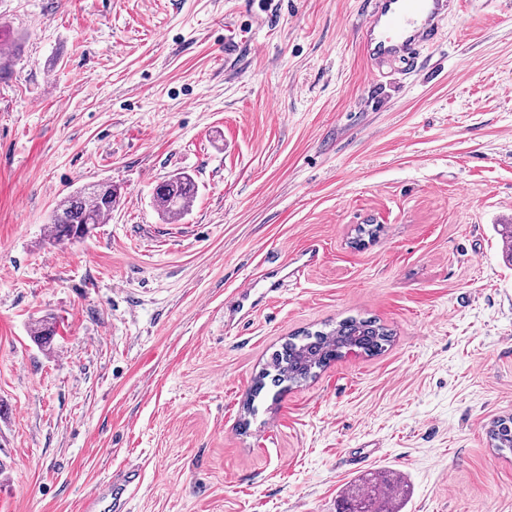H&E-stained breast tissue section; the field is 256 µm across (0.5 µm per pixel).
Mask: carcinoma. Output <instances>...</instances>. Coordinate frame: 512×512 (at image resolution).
Here are the masks:
<instances>
[{
    "label": "carcinoma",
    "mask_w": 512,
    "mask_h": 512,
    "mask_svg": "<svg viewBox=\"0 0 512 512\" xmlns=\"http://www.w3.org/2000/svg\"><path fill=\"white\" fill-rule=\"evenodd\" d=\"M197 195L194 179L176 174L156 184L154 200L167 218L188 211ZM117 203V190L110 181L98 182L88 190L77 191L64 197L53 209L50 218L51 238L61 243L71 233L89 224H101L112 215ZM55 336L53 318L38 321L33 338L44 346ZM392 333L375 319L346 318L329 330L306 331L299 338H291L276 350L267 367L256 379L255 393H260L271 382L279 387L283 383L296 385L317 375L331 362L354 350L365 355H378L391 342ZM489 438L499 452L512 453V417L499 419L488 431ZM391 480L383 476L368 487L347 488L342 512H395L386 498L385 489Z\"/></svg>",
    "instance_id": "obj_1"
}]
</instances>
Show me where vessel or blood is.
Returning a JSON list of instances; mask_svg holds the SVG:
<instances>
[{
    "instance_id": "1",
    "label": "vessel or blood",
    "mask_w": 512,
    "mask_h": 512,
    "mask_svg": "<svg viewBox=\"0 0 512 512\" xmlns=\"http://www.w3.org/2000/svg\"><path fill=\"white\" fill-rule=\"evenodd\" d=\"M460 7L461 0H372L359 30L361 51L379 67H416L421 50L436 40L439 20ZM140 478L136 470L112 477L106 512H127L128 491Z\"/></svg>"
}]
</instances>
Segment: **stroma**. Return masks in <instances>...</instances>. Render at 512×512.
I'll use <instances>...</instances> for the list:
<instances>
[{
	"mask_svg": "<svg viewBox=\"0 0 512 512\" xmlns=\"http://www.w3.org/2000/svg\"><path fill=\"white\" fill-rule=\"evenodd\" d=\"M368 2L0 0V512H84L131 467L130 512H339L389 472L400 512H512L487 435L512 416V0H469L385 77ZM175 173L198 193L171 220ZM98 181L111 218L52 242ZM266 262L269 304L230 324ZM349 317L386 350L253 394L282 343ZM197 195L194 179L185 174H176L156 184L154 200L167 218H172L188 211ZM85 190L65 196L53 209L50 236L56 243L69 240L81 227L103 224L112 215L118 198L112 182H98Z\"/></svg>",
	"mask_w": 512,
	"mask_h": 512,
	"instance_id": "obj_1",
	"label": "stroma"
}]
</instances>
